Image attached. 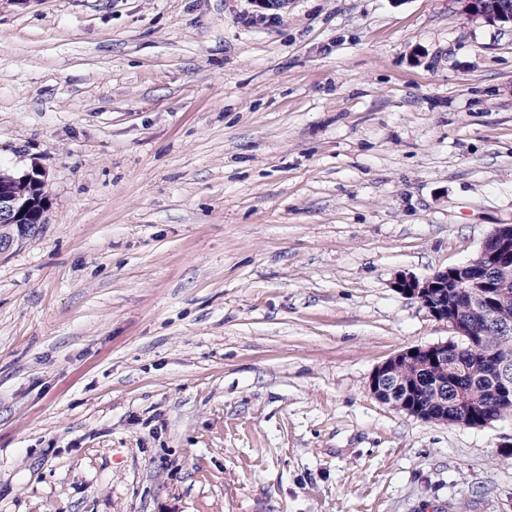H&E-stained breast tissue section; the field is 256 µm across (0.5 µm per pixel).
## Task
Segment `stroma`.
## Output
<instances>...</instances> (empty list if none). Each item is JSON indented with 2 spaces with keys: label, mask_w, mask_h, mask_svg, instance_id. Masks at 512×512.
<instances>
[{
  "label": "stroma",
  "mask_w": 512,
  "mask_h": 512,
  "mask_svg": "<svg viewBox=\"0 0 512 512\" xmlns=\"http://www.w3.org/2000/svg\"><path fill=\"white\" fill-rule=\"evenodd\" d=\"M0 0V512H512L369 389L512 224V29L456 0ZM45 183L34 185L29 182L18 181L14 184L13 190L18 205L28 206L29 211L42 213L45 208ZM7 188L0 184V219H3V228L0 229L1 240H10L15 233L26 235L38 227V224H23L20 221L22 213L16 212V200ZM42 217L41 221L42 222ZM6 224H15V227ZM19 224V225H18Z\"/></svg>",
  "instance_id": "obj_1"
}]
</instances>
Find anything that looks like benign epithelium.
I'll return each mask as SVG.
<instances>
[{"label": "benign epithelium", "mask_w": 512, "mask_h": 512, "mask_svg": "<svg viewBox=\"0 0 512 512\" xmlns=\"http://www.w3.org/2000/svg\"><path fill=\"white\" fill-rule=\"evenodd\" d=\"M460 12L470 20H482L491 25H512V10L500 4V0H456ZM0 218L5 224H18L22 213L17 211L16 200L7 188L0 185ZM480 253L485 255L490 268L496 269L504 263H512V224L496 226L486 237ZM456 285L457 293L471 302L478 297L469 290L462 289L464 280V267H452L448 270H439L425 278L405 274L395 279L393 288L400 294L419 301L430 315L444 322L453 332L458 341L472 342L475 336L473 324L454 308L432 301L433 293L438 289H448V281ZM452 342L445 341L427 346L409 348L390 358L380 365L371 375L369 389L376 399L387 403L393 408L414 414L416 405L412 403L410 392L402 391L397 385H392V376L395 367L403 359L421 357L427 363L448 372V349ZM492 373L498 378L500 392L506 396L512 394V359L509 357H495L490 363Z\"/></svg>", "instance_id": "1"}]
</instances>
